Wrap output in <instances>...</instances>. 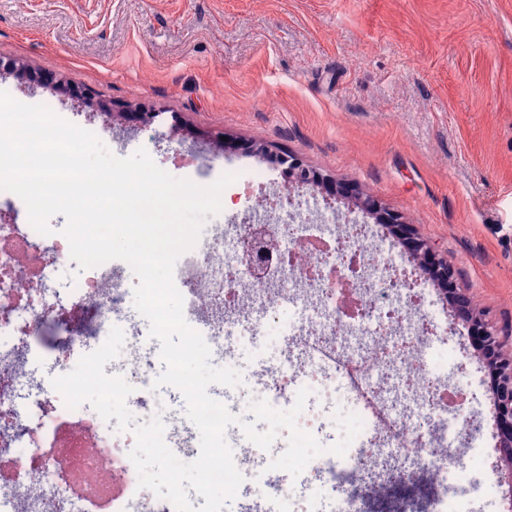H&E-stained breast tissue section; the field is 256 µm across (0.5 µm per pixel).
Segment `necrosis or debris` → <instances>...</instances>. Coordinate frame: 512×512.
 I'll return each instance as SVG.
<instances>
[{"label": "necrosis or debris", "mask_w": 512, "mask_h": 512, "mask_svg": "<svg viewBox=\"0 0 512 512\" xmlns=\"http://www.w3.org/2000/svg\"><path fill=\"white\" fill-rule=\"evenodd\" d=\"M273 229L279 238L301 240L304 250L281 247L279 261L264 272L254 269L242 251L234 264L225 263L220 224L212 228L208 243L177 260L174 284L211 351L228 364L233 353L225 347V337L256 345L259 327L253 314L236 310L242 299L261 304L263 317L275 321L285 304L305 305L313 313L309 325L286 326L277 362L255 377L266 401L280 407L296 400L304 388L329 397L337 382H344L357 401L364 429L384 439L392 454L414 468L433 472L441 491L432 496L429 512H459L443 493L463 476L447 424L422 428L409 414L391 407L374 382L384 368L381 348L406 318L394 302L395 270L378 249L374 232L353 224L340 236L299 215ZM69 255L63 229L44 236L31 224L0 220V269L24 270L12 278L0 276V381L7 383L0 390V512H175L170 502L156 501L140 488L126 441L97 412L67 408L62 397L49 392L35 402L29 417L19 412L16 385L33 380L29 367L38 353L34 338L44 318H52L65 333L61 356L68 360L83 344L74 334L76 325L94 323L98 335L106 337L124 314L126 262L114 259L90 268L80 285L54 284L55 264ZM353 260L358 263L355 298L362 309L347 324L351 335L362 339L354 350L336 336L342 324L337 312L342 289L330 279L333 270L347 271ZM123 333L128 350L117 373L134 388L126 405L146 411L157 395L156 359L146 347L150 335L135 323L125 325ZM363 464L362 457L349 452L313 459L308 468L320 474L322 483L313 488L312 501L328 490L336 494L339 512H361V495L347 489L345 477L361 471ZM272 495L280 512H294L292 490L274 480L238 489V512H264Z\"/></svg>", "instance_id": "necrosis-or-debris-1"}]
</instances>
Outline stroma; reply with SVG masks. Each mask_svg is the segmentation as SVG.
Masks as SVG:
<instances>
[{
  "label": "stroma",
  "mask_w": 512,
  "mask_h": 512,
  "mask_svg": "<svg viewBox=\"0 0 512 512\" xmlns=\"http://www.w3.org/2000/svg\"><path fill=\"white\" fill-rule=\"evenodd\" d=\"M0 60L25 66L0 74V91L51 101L116 157L142 149L203 186L235 174L218 224L277 219L283 159L298 157L336 184L337 220L355 196L374 197L447 261L486 321L512 325V0H0ZM46 74L70 89L48 94ZM141 109L155 112L150 126L130 120ZM259 169L268 181L249 183ZM417 285L444 328L424 363L465 390L483 427L456 451L464 512H506L489 375L467 338L446 333L437 287L423 274ZM265 336L263 352L235 355L232 412L247 422L263 396L254 374L279 343ZM353 409L317 395L297 422L319 420L318 442L333 444L336 411Z\"/></svg>",
  "instance_id": "obj_1"
}]
</instances>
